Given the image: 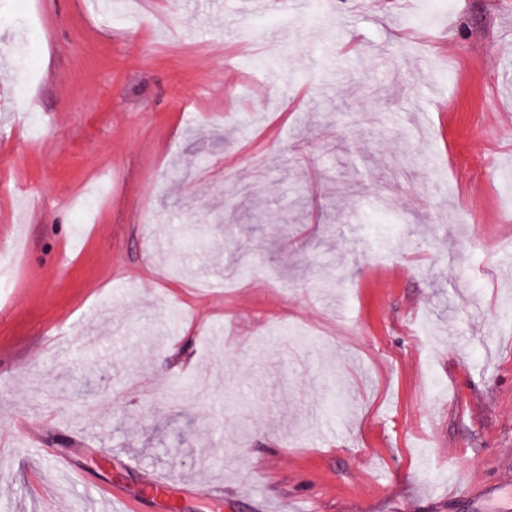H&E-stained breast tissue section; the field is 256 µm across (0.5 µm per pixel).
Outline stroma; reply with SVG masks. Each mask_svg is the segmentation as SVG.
<instances>
[{"label":"stroma","mask_w":512,"mask_h":512,"mask_svg":"<svg viewBox=\"0 0 512 512\" xmlns=\"http://www.w3.org/2000/svg\"><path fill=\"white\" fill-rule=\"evenodd\" d=\"M509 251L512 0H0V426L87 483L505 512Z\"/></svg>","instance_id":"obj_1"}]
</instances>
